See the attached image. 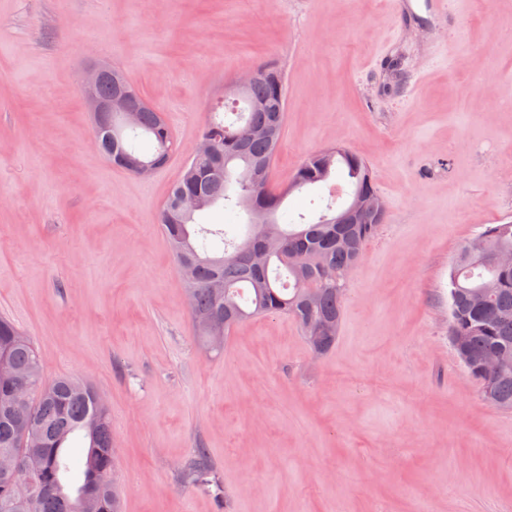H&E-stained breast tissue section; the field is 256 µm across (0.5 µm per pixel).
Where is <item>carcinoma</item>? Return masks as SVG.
<instances>
[{
  "label": "carcinoma",
  "mask_w": 512,
  "mask_h": 512,
  "mask_svg": "<svg viewBox=\"0 0 512 512\" xmlns=\"http://www.w3.org/2000/svg\"><path fill=\"white\" fill-rule=\"evenodd\" d=\"M257 74L241 97L244 110L229 107L234 119L226 121L221 105L214 107L200 137L212 142L215 153L190 158L169 191L161 229L178 268L192 269L185 281L190 319L204 344H211L218 327L227 334L249 319L284 315L296 322L310 350L324 356L336 342L346 276L358 267L364 246L387 214L356 216L347 224H334V216L322 214L314 222L283 227L278 211L284 195L275 193L269 181L286 111L284 76L274 64L258 68ZM112 75L141 112L135 127L118 112L95 121L100 153L110 161L127 156L163 166L176 149L169 127L119 70L112 69ZM339 167L352 193L378 195L367 162L342 146L308 154L292 176V190L326 184ZM189 197L203 206L179 207ZM219 203L249 214L242 241L221 227L196 222L198 212ZM479 237L486 251L473 252L464 243L449 267L448 336L467 373L481 384V399L512 410V371L483 369L486 358L512 353V266L491 259L499 251H512V222L487 224ZM20 383L27 386L23 395L14 391ZM23 424L38 437L37 447L28 452L39 457L41 466L30 475L0 476V512H86V495L93 499V512H122L120 490L111 482L109 407L87 382L68 377L44 382L34 342L0 318V456L17 450ZM76 435L87 449L80 483L73 487L67 481L66 448ZM181 478L196 486L213 481L214 467L204 449H195Z\"/></svg>",
  "instance_id": "obj_1"
}]
</instances>
